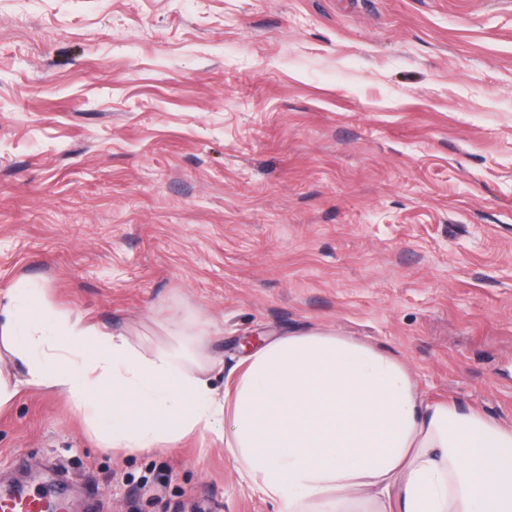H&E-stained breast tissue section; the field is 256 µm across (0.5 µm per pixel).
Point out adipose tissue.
I'll list each match as a JSON object with an SVG mask.
<instances>
[{"mask_svg":"<svg viewBox=\"0 0 512 512\" xmlns=\"http://www.w3.org/2000/svg\"><path fill=\"white\" fill-rule=\"evenodd\" d=\"M0 380L52 388L115 448L150 451L193 433L223 442L279 512H512V428L425 399L396 355L322 329L277 337L217 394L177 339L150 357L124 334L45 307L33 289L0 304Z\"/></svg>","mask_w":512,"mask_h":512,"instance_id":"1","label":"adipose tissue"}]
</instances>
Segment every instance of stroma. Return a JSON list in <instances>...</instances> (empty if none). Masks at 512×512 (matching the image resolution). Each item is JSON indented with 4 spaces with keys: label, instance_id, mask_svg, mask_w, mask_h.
<instances>
[{
    "label": "stroma",
    "instance_id": "obj_1",
    "mask_svg": "<svg viewBox=\"0 0 512 512\" xmlns=\"http://www.w3.org/2000/svg\"><path fill=\"white\" fill-rule=\"evenodd\" d=\"M144 356L320 328L512 427V0H0V293ZM70 512H277L222 442L104 446L53 389L0 412Z\"/></svg>",
    "mask_w": 512,
    "mask_h": 512
}]
</instances>
